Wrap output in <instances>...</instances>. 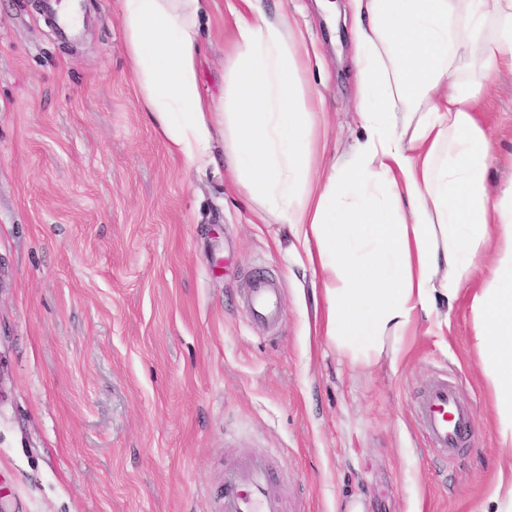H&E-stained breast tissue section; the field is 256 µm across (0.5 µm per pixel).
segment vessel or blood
Returning a JSON list of instances; mask_svg holds the SVG:
<instances>
[{
	"mask_svg": "<svg viewBox=\"0 0 512 512\" xmlns=\"http://www.w3.org/2000/svg\"><path fill=\"white\" fill-rule=\"evenodd\" d=\"M248 302L259 321L275 323L282 316L279 297L264 277L254 278ZM416 411L430 448L448 456H455L472 433L471 409L447 379L436 378L426 386ZM222 512H281L263 457L247 458L225 474Z\"/></svg>",
	"mask_w": 512,
	"mask_h": 512,
	"instance_id": "b4317fda",
	"label": "vessel or blood"
}]
</instances>
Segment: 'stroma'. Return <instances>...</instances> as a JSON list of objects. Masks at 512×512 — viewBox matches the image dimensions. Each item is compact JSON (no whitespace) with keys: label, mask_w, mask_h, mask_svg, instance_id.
<instances>
[{"label":"stroma","mask_w":512,"mask_h":512,"mask_svg":"<svg viewBox=\"0 0 512 512\" xmlns=\"http://www.w3.org/2000/svg\"><path fill=\"white\" fill-rule=\"evenodd\" d=\"M262 0L295 21L324 100L326 155L360 128L353 0ZM62 31L45 0H0V512H219L224 469L263 454L285 512H482L512 466L459 298L444 336L352 362L316 335L320 275L235 184L222 148L169 151L128 72L119 0H82ZM229 0H208L198 75L224 92ZM512 184V73L482 95ZM276 328L252 320L255 271ZM470 405L461 457L430 451L415 402L437 375ZM248 302L254 317L266 323H276L281 319L282 310L278 294L270 288L262 276H256L250 288Z\"/></svg>","instance_id":"35a3bbf8"}]
</instances>
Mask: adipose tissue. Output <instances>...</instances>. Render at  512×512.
I'll list each match as a JSON object with an SVG mask.
<instances>
[{
    "label": "adipose tissue",
    "instance_id": "ef3b65f1",
    "mask_svg": "<svg viewBox=\"0 0 512 512\" xmlns=\"http://www.w3.org/2000/svg\"><path fill=\"white\" fill-rule=\"evenodd\" d=\"M207 0H120L130 72L168 148L190 165L222 141L236 183L302 244L321 275L320 333L355 362L427 322L448 328L459 297L512 447V185L492 194L482 89L512 71V0H355L362 135L325 162L319 101L299 29L261 0L231 10L234 52L220 99L197 58ZM494 251L492 277L476 261Z\"/></svg>",
    "mask_w": 512,
    "mask_h": 512
}]
</instances>
